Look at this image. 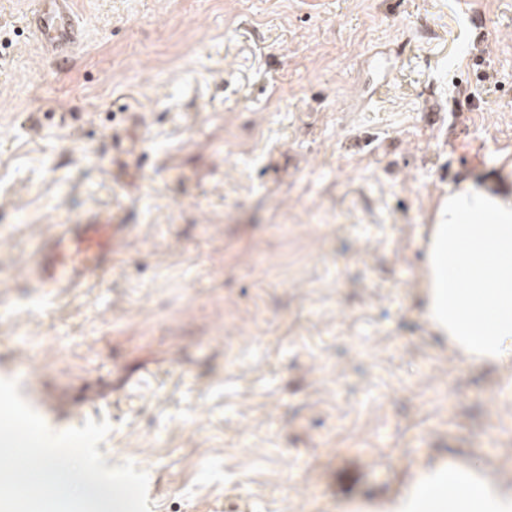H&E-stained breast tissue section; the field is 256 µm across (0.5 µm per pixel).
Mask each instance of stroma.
<instances>
[{
    "label": "stroma",
    "instance_id": "stroma-1",
    "mask_svg": "<svg viewBox=\"0 0 512 512\" xmlns=\"http://www.w3.org/2000/svg\"><path fill=\"white\" fill-rule=\"evenodd\" d=\"M0 0V369L109 420L154 512H341L440 460L512 486V379L423 317L449 187L512 190V0H75L67 69ZM400 51L361 100L376 50ZM59 224L101 276L25 287ZM122 224H59L30 260L26 279L40 294L79 288L112 263Z\"/></svg>",
    "mask_w": 512,
    "mask_h": 512
}]
</instances>
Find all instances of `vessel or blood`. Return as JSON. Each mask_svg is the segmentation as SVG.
Segmentation results:
<instances>
[{
    "mask_svg": "<svg viewBox=\"0 0 512 512\" xmlns=\"http://www.w3.org/2000/svg\"><path fill=\"white\" fill-rule=\"evenodd\" d=\"M26 27L42 44L47 58L64 67L85 39L78 24L73 0H36L26 17ZM122 227L118 224H61L37 248L28 269L30 287L45 296L64 288H79L112 262L114 242Z\"/></svg>",
    "mask_w": 512,
    "mask_h": 512,
    "instance_id": "vessel-or-blood-1",
    "label": "vessel or blood"
}]
</instances>
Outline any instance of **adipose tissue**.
<instances>
[{"instance_id": "ef3b65f1", "label": "adipose tissue", "mask_w": 512, "mask_h": 512, "mask_svg": "<svg viewBox=\"0 0 512 512\" xmlns=\"http://www.w3.org/2000/svg\"><path fill=\"white\" fill-rule=\"evenodd\" d=\"M424 316L471 362L512 356V192L470 179L449 192L424 243ZM370 512H512V489L440 462Z\"/></svg>"}]
</instances>
